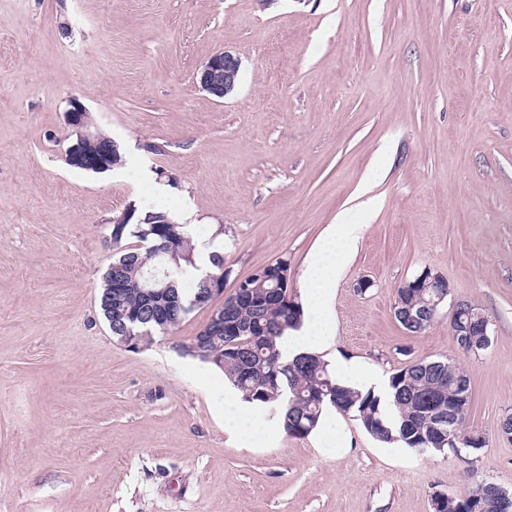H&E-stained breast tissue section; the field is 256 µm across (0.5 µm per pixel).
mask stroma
<instances>
[{
    "label": "stroma",
    "mask_w": 512,
    "mask_h": 512,
    "mask_svg": "<svg viewBox=\"0 0 512 512\" xmlns=\"http://www.w3.org/2000/svg\"><path fill=\"white\" fill-rule=\"evenodd\" d=\"M242 61L215 100L196 74ZM121 166L71 167L70 97ZM168 212L225 291L284 256L300 294L337 215L362 225L322 357L388 379L455 358L476 462L373 439L328 409L318 432L246 446L222 373L185 356L194 309L131 350L100 308L113 216ZM478 305L491 344L460 352L440 307L410 336L397 289L422 270ZM370 288L359 289L362 280ZM512 0H0V512H434L433 491L512 493ZM241 63L237 55L227 51L216 52L197 74L200 87L215 98H225L238 85Z\"/></svg>",
    "instance_id": "stroma-1"
}]
</instances>
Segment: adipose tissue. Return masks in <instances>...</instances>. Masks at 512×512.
Listing matches in <instances>:
<instances>
[{
    "label": "adipose tissue",
    "mask_w": 512,
    "mask_h": 512,
    "mask_svg": "<svg viewBox=\"0 0 512 512\" xmlns=\"http://www.w3.org/2000/svg\"><path fill=\"white\" fill-rule=\"evenodd\" d=\"M362 227L337 220L309 256L302 295V326L284 336L279 345L283 359L321 351L333 338L330 303L336 281L356 250Z\"/></svg>",
    "instance_id": "1"
}]
</instances>
